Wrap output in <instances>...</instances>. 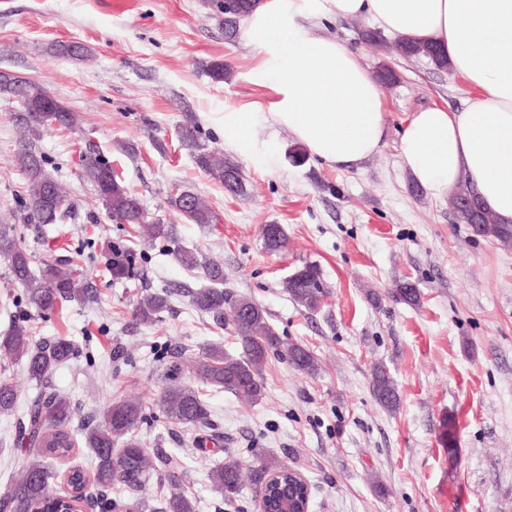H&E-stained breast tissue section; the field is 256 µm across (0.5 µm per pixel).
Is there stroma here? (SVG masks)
<instances>
[{"label":"stroma","instance_id":"obj_1","mask_svg":"<svg viewBox=\"0 0 512 512\" xmlns=\"http://www.w3.org/2000/svg\"><path fill=\"white\" fill-rule=\"evenodd\" d=\"M213 12L209 0H0V70L39 82L83 129L52 126L36 141L72 208L57 224L28 222L12 200L24 181L12 163L23 143L20 106L0 98V224L20 229L34 261L52 254L82 265L89 288L84 301L32 323L36 340L65 336L87 348L49 386L82 417L140 398L148 414L142 446L183 461L182 487L200 512H232L209 479L229 455L243 467V512H255L269 458L309 481L312 512H512V249L455 223L447 200L413 192L398 150L412 112L463 109L470 86L427 60L365 43L364 19L320 21L316 33L336 37L368 70L396 71L397 82L381 91L385 144L360 168L339 170L311 156L292 164L299 145L283 135L273 140L279 163L269 168L224 141L225 113L267 111L272 91L255 47L225 41ZM71 42L88 47L90 59L62 55L60 44ZM211 60L226 64L223 82L204 71ZM186 126L238 165L245 196L228 195L198 168L179 142ZM124 143L134 154L121 151ZM89 147L111 160L149 219L175 225L179 246L220 263L225 289L262 304L278 334L317 359V372L306 374L269 358L254 403L210 391L217 447H195L193 433L163 419L157 400L171 381L193 384L186 363L199 345L214 339L234 351L233 326L191 306L189 290L204 284L197 271L110 220L82 173ZM179 188L205 198L215 224L177 218L167 199ZM263 224L283 225L281 252L264 249ZM127 241L141 260L134 279L115 285L90 255ZM307 262L326 290L315 313L285 288ZM404 280L419 288L418 304L390 297ZM165 285L173 294L161 322H133V303ZM379 362L398 388L393 411L372 394ZM446 419L455 424L454 463L439 439Z\"/></svg>","mask_w":512,"mask_h":512}]
</instances>
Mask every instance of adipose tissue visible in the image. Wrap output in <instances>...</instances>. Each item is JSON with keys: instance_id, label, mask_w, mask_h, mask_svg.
<instances>
[{"instance_id": "adipose-tissue-1", "label": "adipose tissue", "mask_w": 512, "mask_h": 512, "mask_svg": "<svg viewBox=\"0 0 512 512\" xmlns=\"http://www.w3.org/2000/svg\"><path fill=\"white\" fill-rule=\"evenodd\" d=\"M364 17L377 30L433 45L474 90L463 109L413 113L399 149L414 181L449 196L467 176L484 209L512 224V0H261L245 18L246 40L271 63L268 112H228L224 132L241 157L273 165L264 121L337 169L359 167L387 135L380 85L356 54L311 22Z\"/></svg>"}]
</instances>
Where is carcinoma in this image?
Instances as JSON below:
<instances>
[{"instance_id": "obj_1", "label": "carcinoma", "mask_w": 512, "mask_h": 512, "mask_svg": "<svg viewBox=\"0 0 512 512\" xmlns=\"http://www.w3.org/2000/svg\"><path fill=\"white\" fill-rule=\"evenodd\" d=\"M257 5V0H219L216 8L224 37L234 39L239 25ZM363 39L377 48H393L402 57L427 59L436 69L449 70L448 62L432 46L410 44L400 39L389 43L380 33L368 31ZM19 99L23 112L17 120L28 134L36 138L42 129L58 126L75 133L81 131L73 112L60 100L49 99L44 88L34 81L24 87L0 81V95ZM182 146L197 166L211 179L224 185L232 195H244L247 189L239 168L200 141L195 127L179 131ZM17 168L24 175L22 190L16 194L28 219L36 224H54L70 208L68 196L55 176L47 170V159L29 145L14 155ZM84 178L92 184L110 218L118 224L135 226L138 233L151 241L175 239L172 224L148 222L140 199L112 168V161L95 150L82 154ZM465 202L479 204L477 194L467 179L459 181L448 198V209L458 224L467 223V214L460 209ZM168 206L179 217L191 224L207 225L214 221V212L208 202L190 190H180L168 198ZM481 236L496 241L503 247H512V225L501 224L496 217L479 208ZM261 236L265 247L278 251L287 242L280 224H264ZM173 256L183 266L195 270L208 285L189 292L191 305L208 315L217 325H224V309H229L238 352L229 354L218 342H209L197 348L191 360L194 378L200 384L228 392L235 397L255 402L264 389L263 369L270 357H277L295 369L313 374L318 370L315 356L304 346L279 336L269 322L266 310L248 296H237L224 289V269L211 262L198 251L185 248L173 250ZM0 258L7 262L10 280L24 290V298L4 294V313L8 318L6 329L0 333V370L22 363L27 375L36 384L44 382L62 363L71 360L79 351L78 345L67 337L38 343L32 335V321L54 312L62 301H78L86 293L84 272L62 259L47 260L34 266L32 255L18 240L17 228L0 227ZM136 251L116 244L106 258V267L112 282L132 279L137 269ZM287 290L293 301L309 312L319 311L324 296L320 269L313 263L297 268L287 280ZM391 297L409 304L420 301L415 286L402 281L390 289ZM171 291L164 288L138 301L132 311L133 319L144 325L160 321L168 309ZM373 395L380 406L393 410L399 403L396 384L383 363L375 365L372 378ZM158 407L170 423L196 433L198 447L212 440L201 434L208 428L211 410L203 395L190 386L171 385L160 395ZM77 408L69 396L56 391L38 390L24 405H18V392L7 379L0 377V414H19L18 427L11 442L15 451L23 454L14 480L0 495V512H70L77 507L74 497L50 498L51 482L56 472L50 460L65 459L76 448L90 449L94 466L85 470L72 467L63 475L70 488L89 483L105 488L120 480L136 486L144 485L155 477H164L172 491L163 501L152 504L145 498H107L101 503L105 512H198L196 499L179 490L184 475L180 465L150 454L136 437V432L147 420L146 408L137 399L114 401L104 407L96 418L73 427ZM214 489L232 507L243 484L236 459L228 456L210 473ZM262 506L266 512H307L311 509V496L300 486L294 496L279 495L275 488L261 487Z\"/></svg>"}]
</instances>
